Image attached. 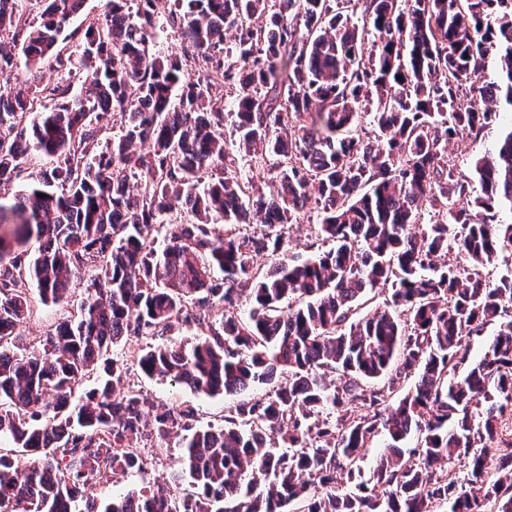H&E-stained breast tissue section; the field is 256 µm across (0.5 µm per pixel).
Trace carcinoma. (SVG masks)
Segmentation results:
<instances>
[{
    "instance_id": "cac0c4a2",
    "label": "carcinoma",
    "mask_w": 512,
    "mask_h": 512,
    "mask_svg": "<svg viewBox=\"0 0 512 512\" xmlns=\"http://www.w3.org/2000/svg\"><path fill=\"white\" fill-rule=\"evenodd\" d=\"M80 8L0 0V190L30 156L52 161L0 206V512H512V128L472 178L447 159L512 114V0H107L124 26L77 40L64 27ZM46 64L53 86L13 82ZM110 112L122 124L107 136ZM227 121L268 193L226 176ZM310 205L329 247L290 258ZM82 269L79 317L38 350L20 344L30 288L57 304ZM376 292L385 307L362 312ZM205 323L208 337L152 345L138 365L235 398L224 425L115 393L126 367L103 359L110 348ZM100 363L107 379L82 388ZM257 385L269 389L248 395ZM172 435L170 487L77 507L97 477L146 467L143 440Z\"/></svg>"
}]
</instances>
